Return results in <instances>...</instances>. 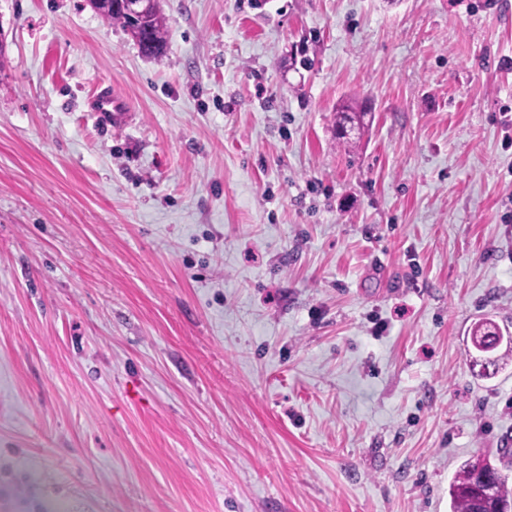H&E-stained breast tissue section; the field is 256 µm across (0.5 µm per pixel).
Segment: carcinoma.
<instances>
[{
	"mask_svg": "<svg viewBox=\"0 0 512 512\" xmlns=\"http://www.w3.org/2000/svg\"><path fill=\"white\" fill-rule=\"evenodd\" d=\"M90 6L106 12L105 19L119 27L138 43L141 50L149 55L161 54L166 49L165 17L159 11L158 5L145 14H132L126 10L89 0ZM362 123L361 114L350 113L349 106L344 105L337 111L336 141L344 146L355 144L350 137L352 127L350 124ZM498 474L491 494L484 496L479 492L477 481L478 466ZM512 469V461L499 459L494 463L488 457H476L466 461L457 472L455 480L450 486L451 512H508L512 509V486L509 485L508 471Z\"/></svg>",
	"mask_w": 512,
	"mask_h": 512,
	"instance_id": "carcinoma-1",
	"label": "carcinoma"
}]
</instances>
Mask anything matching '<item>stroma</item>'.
Listing matches in <instances>:
<instances>
[{
  "mask_svg": "<svg viewBox=\"0 0 512 512\" xmlns=\"http://www.w3.org/2000/svg\"><path fill=\"white\" fill-rule=\"evenodd\" d=\"M160 5L0 0V512H449L512 450V0ZM100 1L89 0L90 6L96 10L106 11L105 19L121 27L138 43L141 50L149 56L162 54L166 49L165 42V17L159 11L157 0L153 7L143 15L132 14L116 7L110 10L109 5L97 3ZM92 111L97 120L106 126L123 127L131 120L129 107L115 88H105L92 102ZM350 107L348 105H343L339 111H337V117H336V141L338 144L344 145V146H351L356 143L355 140H353L350 137V133L352 130V123H355V120H357V124H361V113L362 112H352L349 110ZM350 124V126H348Z\"/></svg>",
  "mask_w": 512,
  "mask_h": 512,
  "instance_id": "35a3bbf8",
  "label": "stroma"
}]
</instances>
